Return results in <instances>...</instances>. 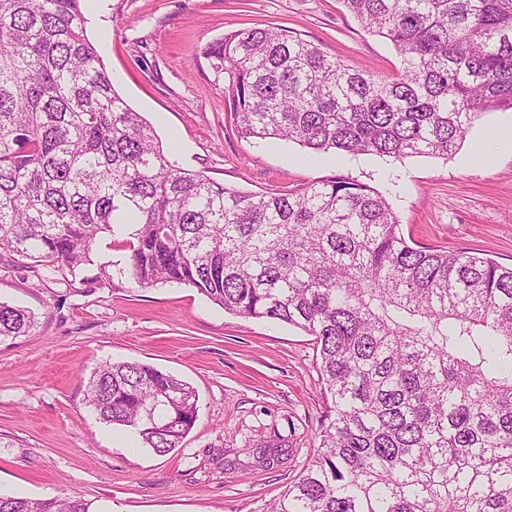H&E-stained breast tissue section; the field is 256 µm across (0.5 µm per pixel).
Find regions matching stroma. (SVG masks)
Returning <instances> with one entry per match:
<instances>
[{"label":"stroma","mask_w":512,"mask_h":512,"mask_svg":"<svg viewBox=\"0 0 512 512\" xmlns=\"http://www.w3.org/2000/svg\"><path fill=\"white\" fill-rule=\"evenodd\" d=\"M86 34L119 94L153 126L178 166L243 191L285 192L325 179L382 195L406 238L512 264V146L484 132L488 112L446 156L400 160L313 152L230 128L201 49L225 33L275 26L357 69L396 74L400 58L341 0H82ZM0 301L34 312L28 335L0 340V491L78 496L94 512H259L306 468L326 409L315 344L296 327L242 318L197 288L105 283L96 266L45 273L0 251ZM145 362L190 383L197 416L160 455L99 423L85 384L101 364ZM276 448L272 463L256 450Z\"/></svg>","instance_id":"1"}]
</instances>
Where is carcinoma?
<instances>
[{
	"label": "carcinoma",
	"mask_w": 512,
	"mask_h": 512,
	"mask_svg": "<svg viewBox=\"0 0 512 512\" xmlns=\"http://www.w3.org/2000/svg\"><path fill=\"white\" fill-rule=\"evenodd\" d=\"M392 42L394 76L352 70L280 27L202 54L236 133L314 151L446 156L512 109V0H343ZM81 0H0V249L76 276L128 226L119 273L198 288L313 337L331 405L303 474L265 512H512V266L406 240L386 199L340 179L240 191L179 167L112 84ZM33 313L0 302V338ZM97 419L158 454L198 397L143 362L89 379ZM0 512H91L7 495Z\"/></svg>",
	"instance_id": "cac0c4a2"
}]
</instances>
